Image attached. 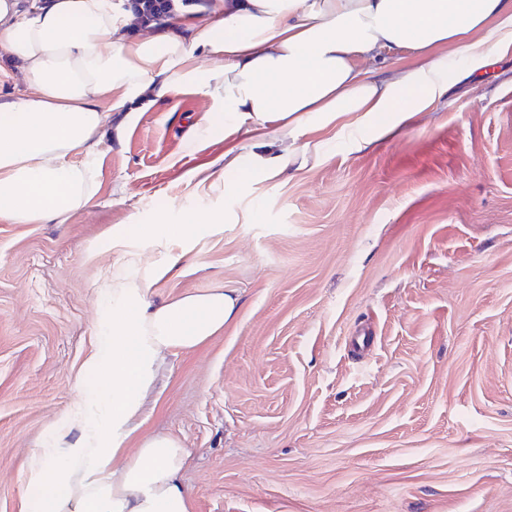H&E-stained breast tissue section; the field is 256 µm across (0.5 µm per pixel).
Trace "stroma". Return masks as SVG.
<instances>
[{"label":"stroma","mask_w":512,"mask_h":512,"mask_svg":"<svg viewBox=\"0 0 512 512\" xmlns=\"http://www.w3.org/2000/svg\"><path fill=\"white\" fill-rule=\"evenodd\" d=\"M464 67L449 54L446 98L389 139L310 129L315 153L273 180L225 169L253 135L203 97L107 112L98 197L62 224L0 220V512H22L51 425L81 434L116 266L153 302L238 298L205 345L163 353L126 442L181 440L190 512H512V49ZM161 218L194 230L145 240Z\"/></svg>","instance_id":"stroma-1"}]
</instances>
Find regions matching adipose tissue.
Returning <instances> with one entry per match:
<instances>
[{
    "label": "adipose tissue",
    "mask_w": 512,
    "mask_h": 512,
    "mask_svg": "<svg viewBox=\"0 0 512 512\" xmlns=\"http://www.w3.org/2000/svg\"><path fill=\"white\" fill-rule=\"evenodd\" d=\"M211 13L189 32L173 26L134 39L120 0H0V52L19 63L24 82L0 100V218L61 222L90 202L105 110L125 109L152 87L209 98L228 134L274 124L295 142L311 121L353 114L383 138L393 116L447 94L443 47L472 73L487 66V48H512V0H213ZM386 49L422 62L389 81L358 70ZM202 52L217 58L210 69L196 63ZM103 287L114 301L108 344L86 366L104 386L77 408L81 437L53 433L29 466L24 512H190L180 440L155 435L131 455L120 450L162 353L204 345L238 299L215 288L155 304L145 281L121 267Z\"/></svg>",
    "instance_id": "ef3b65f1"
}]
</instances>
